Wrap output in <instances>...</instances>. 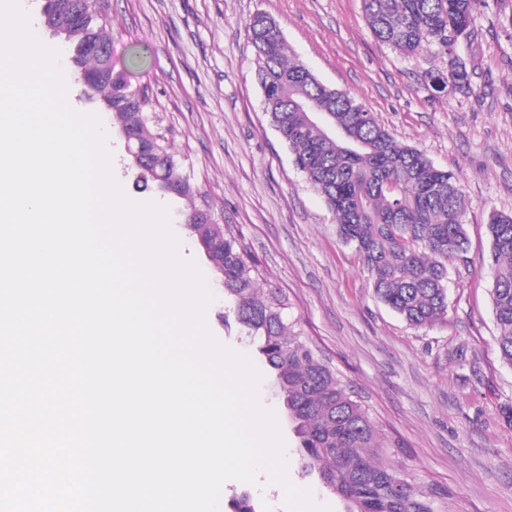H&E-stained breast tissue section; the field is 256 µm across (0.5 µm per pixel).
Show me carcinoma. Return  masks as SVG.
<instances>
[{"label":"carcinoma","instance_id":"carcinoma-1","mask_svg":"<svg viewBox=\"0 0 512 512\" xmlns=\"http://www.w3.org/2000/svg\"><path fill=\"white\" fill-rule=\"evenodd\" d=\"M481 0H363L373 34L401 54L437 46L447 71L430 74L439 91H468L474 71L457 55L459 38L474 34ZM73 0H50L43 23L68 37L79 72L102 78L87 96L112 113L143 148L135 187L180 201L192 237L221 276L236 319L258 341L288 416L296 422L303 471L317 475L345 512H438L444 489L418 484L400 466L380 459L396 448L370 409L340 373L304 339L290 317L288 295L259 288V269L231 230L206 216L204 195L191 182L147 110V90L86 43L109 46L108 0H84V18L71 21ZM255 51L263 108L293 154L295 167L336 218L341 240L355 249L375 298L408 325L426 328L448 315V267L465 260L467 203L454 173L402 144L352 94L320 81L288 56L287 44L264 13L247 24ZM491 300L503 361L512 366V214L489 216Z\"/></svg>","mask_w":512,"mask_h":512}]
</instances>
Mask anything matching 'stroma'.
Here are the masks:
<instances>
[{
	"instance_id": "35a3bbf8",
	"label": "stroma",
	"mask_w": 512,
	"mask_h": 512,
	"mask_svg": "<svg viewBox=\"0 0 512 512\" xmlns=\"http://www.w3.org/2000/svg\"><path fill=\"white\" fill-rule=\"evenodd\" d=\"M112 59L148 89L154 123L192 182L207 193L218 224L230 227L258 262L260 283L289 297L310 344L346 381L400 448L394 458L421 485L446 488L445 512H512V366L503 363L488 269L492 211L512 212V0H481L475 40L458 55L474 68L469 92L430 88L447 69L438 50L400 55L373 35L362 0H109ZM262 12L289 54L323 83L355 95L398 140L453 171L467 201L468 261L448 269V317L416 329L377 301L354 250L343 244L324 200L295 168L263 110L246 24ZM60 50L70 106L107 123L113 172L142 200L124 141L109 114L82 93L63 36L35 23ZM144 48L133 61L134 48ZM171 226L180 254L195 260L214 300V336L261 371L262 403L278 418L288 476L317 503L343 512L318 476L302 471L298 439L257 342L234 320L220 276L183 224ZM248 493L254 512H285L283 490L227 482L219 512Z\"/></svg>"
}]
</instances>
